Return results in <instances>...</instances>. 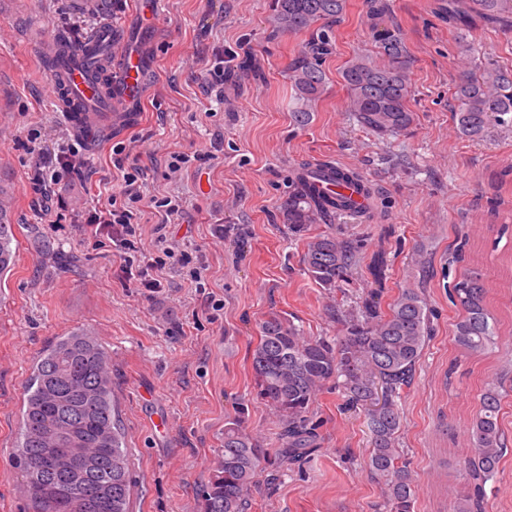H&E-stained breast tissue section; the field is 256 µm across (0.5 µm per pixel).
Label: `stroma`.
Here are the masks:
<instances>
[{
  "label": "stroma",
  "instance_id": "35a3bbf8",
  "mask_svg": "<svg viewBox=\"0 0 512 512\" xmlns=\"http://www.w3.org/2000/svg\"><path fill=\"white\" fill-rule=\"evenodd\" d=\"M272 0H0V190L8 197L16 261L0 277V512H27L13 450L20 408L38 355L74 329H90L108 352L112 393L133 478L130 512H199L200 493L224 444V423L244 409L249 432L275 448L278 421L256 395L250 353L260 326L278 313L305 335L332 336L333 295L311 281L303 245L278 217V205L299 164L330 160L359 168L390 203L350 230L366 251L385 242L392 256L389 288L413 275L412 251L442 255L456 225L471 230L475 261L493 284L497 347L463 360L454 389L442 377L457 354L456 310L431 286L436 332L403 403L400 447L415 478V512H448V489L462 480L468 448L460 432L486 383L506 374L501 425L512 440V127H492L480 140L461 137L453 121V87L463 69L486 59L512 69V32L475 22L458 30L436 14L438 0H389L411 56L415 114L411 130L379 141L348 110L340 72L372 54L368 0H347L332 25L324 59L325 94L312 120L296 125L299 103L288 67L305 37L274 32ZM141 26L151 65L134 123L103 124L82 150L80 170L65 180L57 221L38 217L43 201L31 183L30 138L74 139L52 78L42 63L65 31L104 25ZM478 53L463 58L465 45ZM222 52L235 83L214 84L206 63ZM208 154L205 164L172 167L176 153ZM146 166L145 199H181L168 225L177 249L197 252L207 268L195 287L180 267L164 271L166 288L128 287L117 252L86 239L78 215L118 191L119 170ZM327 384L314 413L318 452L298 469H264L246 512H376L381 489L368 469L362 410H341Z\"/></svg>",
  "mask_w": 512,
  "mask_h": 512
}]
</instances>
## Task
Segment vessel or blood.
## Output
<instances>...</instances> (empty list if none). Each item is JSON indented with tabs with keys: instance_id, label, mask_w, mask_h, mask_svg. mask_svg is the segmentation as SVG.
I'll list each match as a JSON object with an SVG mask.
<instances>
[{
	"instance_id": "vessel-or-blood-1",
	"label": "vessel or blood",
	"mask_w": 512,
	"mask_h": 512,
	"mask_svg": "<svg viewBox=\"0 0 512 512\" xmlns=\"http://www.w3.org/2000/svg\"><path fill=\"white\" fill-rule=\"evenodd\" d=\"M111 51L112 34L105 31L68 48L49 63L55 93L64 96L68 112H93L100 121L110 122L107 92L113 87L122 91L129 107H137L143 94L144 55L133 47L126 50L120 63L99 67V58Z\"/></svg>"
}]
</instances>
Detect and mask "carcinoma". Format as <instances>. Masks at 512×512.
<instances>
[{
    "label": "carcinoma",
    "mask_w": 512,
    "mask_h": 512,
    "mask_svg": "<svg viewBox=\"0 0 512 512\" xmlns=\"http://www.w3.org/2000/svg\"><path fill=\"white\" fill-rule=\"evenodd\" d=\"M370 9L378 20L373 38L380 61L357 56L346 63L341 78L354 119L384 140L408 131L414 123L411 56L387 0H371ZM345 10L346 0H274L275 31L310 34L288 68L301 102L294 112L300 126L309 122V106L325 88L322 61L330 50L331 36L324 24L336 21ZM440 11L455 28H467L480 18L496 29L512 30V0H448ZM454 96L461 136L479 140L494 125H512V71L488 62L478 75L463 74ZM378 209H388L387 201L354 167L328 161L304 163L292 178L278 216L303 243L308 277L322 288L341 292L363 268L370 288L351 305L338 302L330 307V318L340 326L334 337L304 336L280 314L261 324L251 366L257 396L280 423L277 453L270 454L246 432L244 412L229 418L217 464L201 492L200 512H245L265 466L279 461L299 466L309 460L318 451L320 428L312 408L331 381L341 390L345 407L365 410L369 470L383 484V512H414V478L398 438L403 423L401 400L416 382L423 351L433 334L431 281L437 278L445 283L448 302L458 310L453 340L460 357L448 362L444 385L453 386L460 358L492 354L497 335L487 303L488 276L471 264L472 244L465 226L458 227L439 261L424 248L413 252L414 278L398 289L385 308L388 252L380 247L366 257L361 240L339 228L334 233L313 232L317 224L357 222ZM14 239V225L0 206V274L14 264ZM502 389L498 380L489 383L465 425L471 452L464 461L460 486L448 491L449 512H486V485L497 476L508 450L500 422ZM21 425L15 462L25 473L26 483L55 485L61 491L63 512H85L81 488L69 482L65 461L47 476L22 463L29 454L57 447V432L71 431V447L90 461L87 481L112 490L111 498L94 512H129L132 477L112 396L109 355L87 332L62 336L39 356L26 387Z\"/></svg>",
    "instance_id": "1"
}]
</instances>
